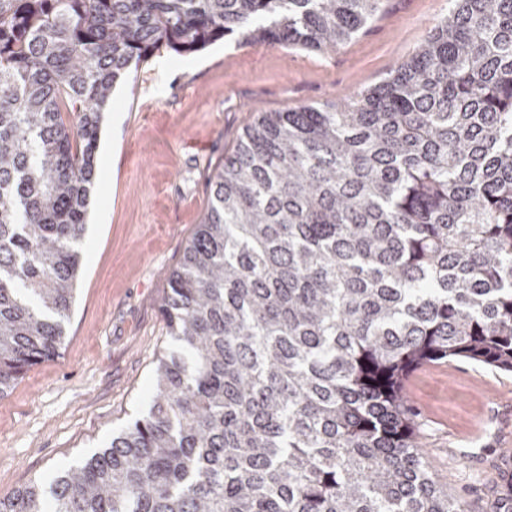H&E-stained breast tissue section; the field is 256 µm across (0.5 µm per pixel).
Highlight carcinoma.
Returning <instances> with one entry per match:
<instances>
[{"label": "carcinoma", "mask_w": 512, "mask_h": 512, "mask_svg": "<svg viewBox=\"0 0 512 512\" xmlns=\"http://www.w3.org/2000/svg\"><path fill=\"white\" fill-rule=\"evenodd\" d=\"M450 2L378 87L245 129L169 276L147 414L0 512H460L402 387L512 372V0ZM382 3L0 0V396L61 348L130 63L335 48Z\"/></svg>", "instance_id": "carcinoma-1"}]
</instances>
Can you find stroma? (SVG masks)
Here are the masks:
<instances>
[{"label":"stroma","mask_w":512,"mask_h":512,"mask_svg":"<svg viewBox=\"0 0 512 512\" xmlns=\"http://www.w3.org/2000/svg\"><path fill=\"white\" fill-rule=\"evenodd\" d=\"M449 10L450 0H384L336 48L244 45L234 34L189 55L164 47L132 64L103 114L63 348L0 399V497L80 464L147 410L156 356L170 343L167 277L207 209L214 168L243 130L263 112L373 87ZM404 392L438 485L464 512H504L512 373L451 358L411 372Z\"/></svg>","instance_id":"1"}]
</instances>
